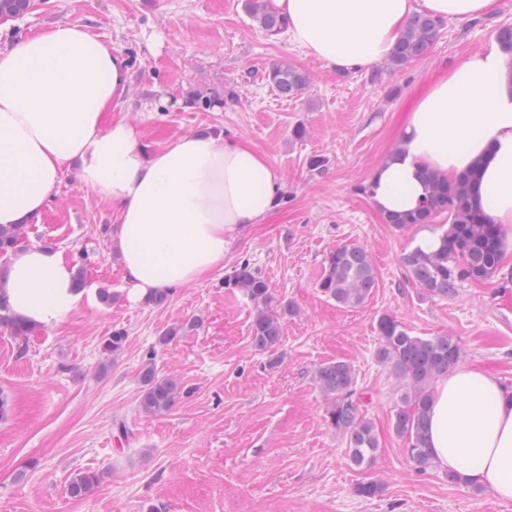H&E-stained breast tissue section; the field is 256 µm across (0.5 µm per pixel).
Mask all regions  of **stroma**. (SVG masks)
<instances>
[{"label": "stroma", "instance_id": "35a3bbf8", "mask_svg": "<svg viewBox=\"0 0 512 512\" xmlns=\"http://www.w3.org/2000/svg\"><path fill=\"white\" fill-rule=\"evenodd\" d=\"M59 23L87 27L128 61L129 85L105 123L125 119L145 153L193 131L247 140L282 175L284 189L262 223L237 231L224 270L174 289L162 306L128 297L112 254V207L65 172L30 233L85 271L114 299L82 303L63 323L21 343L0 327V512H512L488 490L449 483L433 467L421 472L394 434L404 403L375 352L377 320L394 314L415 336L448 335L462 364L512 385V252L501 273L463 283L455 297H427L401 263L423 225L395 229L371 205L374 167L430 83L512 27V0L472 21H443L422 58L396 73L382 64L339 73L267 35L243 0H31L17 20L29 35ZM285 59L310 77L298 97L276 95L264 74ZM307 135L293 136L296 126ZM323 168L309 166L311 157ZM357 244L370 254L377 284L368 301L345 309L318 290L325 254ZM258 267L275 297L294 302L281 344L252 345L253 306L224 286L242 261ZM182 331L159 344L171 326ZM124 351L102 357L112 330ZM350 364L362 414L380 448L372 469L351 465L346 442L327 424L314 373L323 363ZM153 364L190 390L159 416L138 411L141 371ZM126 423L134 436L117 430ZM103 479L76 501L74 473ZM377 478L379 496L357 484Z\"/></svg>", "mask_w": 512, "mask_h": 512}]
</instances>
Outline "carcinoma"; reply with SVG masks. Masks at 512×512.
I'll return each instance as SVG.
<instances>
[{
	"mask_svg": "<svg viewBox=\"0 0 512 512\" xmlns=\"http://www.w3.org/2000/svg\"><path fill=\"white\" fill-rule=\"evenodd\" d=\"M244 9L267 34L286 31V23L271 12L265 0H244ZM28 10V0H0V17L21 15ZM441 22L426 14L412 16L406 25L394 53L385 61L395 73L423 56L435 43ZM267 81L282 98L302 94L309 77L286 61L271 65ZM474 173L452 181L427 174V194L422 206L406 213L384 217L387 224L403 228L412 224H430L435 216H448V228L441 235L438 250L425 253L413 249L402 263L411 279L430 297L452 298L467 281H483L494 277L501 264V231L485 222L484 213L472 205ZM28 225H0V257L21 246ZM224 286L241 292L253 304L250 332L253 346L260 350L277 347L283 336V324L296 314L288 302L273 304L274 296L268 280L250 262L240 263L225 279ZM376 286L373 265L366 250L358 245H342L329 251L323 260V272L318 281L320 293L346 308L363 305ZM0 326L9 329L18 339L27 340L34 327L22 322L8 302L0 299ZM380 344L377 358L390 367L398 386L404 391L406 407L393 417L392 428L397 436L407 439L410 460L422 471L434 466L427 448L425 429L429 402L435 380L453 369L462 359L463 349L450 336H412L394 315L382 314L378 319ZM127 342L126 333L114 330L101 343L102 353L109 359L118 356ZM315 378L326 404V417L337 433L345 436L348 456L357 467L373 466L379 440L371 422L360 412L361 397L354 385V373L349 364L331 361L320 366ZM142 390L139 410L149 416L167 413L187 389L173 378H160L154 366L147 364L141 372ZM103 475L95 471H79L68 485L73 499L91 495Z\"/></svg>",
	"mask_w": 512,
	"mask_h": 512,
	"instance_id": "obj_1",
	"label": "carcinoma"
}]
</instances>
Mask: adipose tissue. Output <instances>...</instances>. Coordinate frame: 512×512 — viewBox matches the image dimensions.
I'll use <instances>...</instances> for the list:
<instances>
[{
    "label": "adipose tissue",
    "instance_id": "adipose-tissue-1",
    "mask_svg": "<svg viewBox=\"0 0 512 512\" xmlns=\"http://www.w3.org/2000/svg\"><path fill=\"white\" fill-rule=\"evenodd\" d=\"M290 43L355 71L387 59L418 12L468 21L497 0H266ZM120 51L85 27L58 24L0 48V225L38 223L66 168L111 204L112 241L133 300L223 270L227 239L262 223L282 176L248 142L191 132L151 155L126 121L104 124L128 87ZM480 175L478 203L512 252V51L467 56L420 97L399 145L375 168L369 197L382 215L415 210L424 174ZM96 288L76 285L61 250L13 252L0 296L28 324L60 325ZM437 467L461 485L512 502V387L459 366L436 384L426 432Z\"/></svg>",
    "mask_w": 512,
    "mask_h": 512
}]
</instances>
